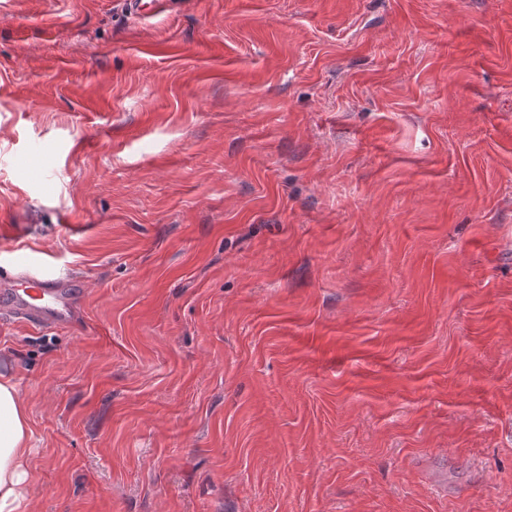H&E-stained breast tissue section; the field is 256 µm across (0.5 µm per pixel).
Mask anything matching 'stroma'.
<instances>
[{"instance_id":"stroma-1","label":"stroma","mask_w":512,"mask_h":512,"mask_svg":"<svg viewBox=\"0 0 512 512\" xmlns=\"http://www.w3.org/2000/svg\"><path fill=\"white\" fill-rule=\"evenodd\" d=\"M31 512H512V0H0ZM17 261L23 267L18 277L20 283L4 290L9 295L13 315L40 326H70L73 318L67 278L27 254H20Z\"/></svg>"}]
</instances>
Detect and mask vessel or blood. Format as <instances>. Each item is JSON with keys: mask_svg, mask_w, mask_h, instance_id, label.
Returning a JSON list of instances; mask_svg holds the SVG:
<instances>
[{"mask_svg": "<svg viewBox=\"0 0 512 512\" xmlns=\"http://www.w3.org/2000/svg\"><path fill=\"white\" fill-rule=\"evenodd\" d=\"M18 261L22 266L20 284L8 291L13 315L41 326H70L66 277L29 255H19Z\"/></svg>", "mask_w": 512, "mask_h": 512, "instance_id": "vessel-or-blood-1", "label": "vessel or blood"}]
</instances>
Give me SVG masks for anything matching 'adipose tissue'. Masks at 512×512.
I'll return each mask as SVG.
<instances>
[{
  "instance_id": "obj_1",
  "label": "adipose tissue",
  "mask_w": 512,
  "mask_h": 512,
  "mask_svg": "<svg viewBox=\"0 0 512 512\" xmlns=\"http://www.w3.org/2000/svg\"><path fill=\"white\" fill-rule=\"evenodd\" d=\"M33 430L11 371H0V512H30L28 488Z\"/></svg>"
}]
</instances>
